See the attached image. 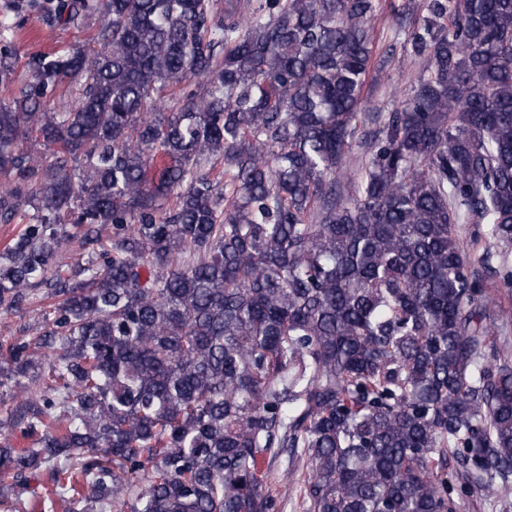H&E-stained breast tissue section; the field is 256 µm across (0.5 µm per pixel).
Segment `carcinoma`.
I'll return each mask as SVG.
<instances>
[{"mask_svg": "<svg viewBox=\"0 0 512 512\" xmlns=\"http://www.w3.org/2000/svg\"><path fill=\"white\" fill-rule=\"evenodd\" d=\"M98 23L17 75L20 15ZM381 0H7L0 481L69 512L512 500V0L392 13L421 61L365 112ZM198 80L197 89L183 84ZM173 88L163 108L159 93ZM358 166L350 165L354 148ZM461 224H485L477 260ZM78 239L82 252L57 261ZM41 321L34 313L21 311L5 314L0 311V341L9 336H18L19 329L26 328L32 334ZM308 477V469L306 465L300 463L299 466L296 467L295 473V488L290 496H288V500H283L279 502L278 509L276 512H305L302 508V495L301 488L303 487L304 480Z\"/></svg>", "mask_w": 512, "mask_h": 512, "instance_id": "obj_1", "label": "carcinoma"}]
</instances>
